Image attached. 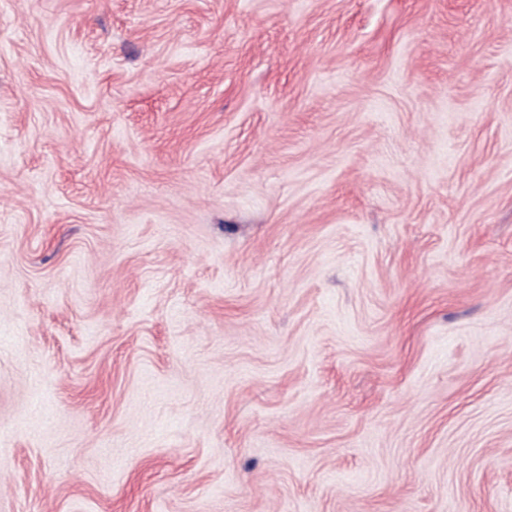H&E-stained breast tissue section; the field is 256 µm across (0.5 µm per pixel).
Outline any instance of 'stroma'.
<instances>
[{"label":"stroma","instance_id":"stroma-1","mask_svg":"<svg viewBox=\"0 0 512 512\" xmlns=\"http://www.w3.org/2000/svg\"><path fill=\"white\" fill-rule=\"evenodd\" d=\"M0 512H512V0H0Z\"/></svg>","mask_w":512,"mask_h":512}]
</instances>
